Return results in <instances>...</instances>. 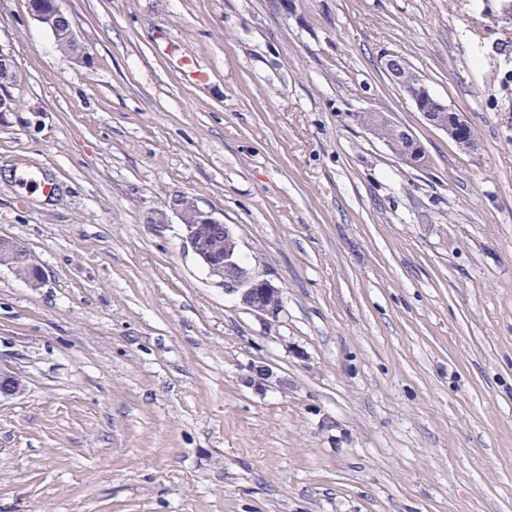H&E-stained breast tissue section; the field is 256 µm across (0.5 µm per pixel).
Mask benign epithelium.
<instances>
[{"label": "benign epithelium", "mask_w": 512, "mask_h": 512, "mask_svg": "<svg viewBox=\"0 0 512 512\" xmlns=\"http://www.w3.org/2000/svg\"><path fill=\"white\" fill-rule=\"evenodd\" d=\"M30 14L49 28L56 39L69 41L78 53L75 59L84 58V51L78 43L71 22L65 20L57 0H28ZM387 70L400 91L412 103L415 110L429 125L448 134L458 148L470 150L476 146V133L464 113L448 106L436 97L428 85L415 72L406 69L399 60L390 59ZM0 112L15 110V100L9 88L15 82L14 61L11 52L0 45ZM363 127L384 142L398 160L413 168L428 165L429 158L423 145L405 127L379 113L376 120ZM395 130L397 136H385L381 130ZM173 214L183 226V241L186 247L206 266L211 277L224 292L235 295L239 302L253 315L265 322H275L284 309L283 289L268 278L244 266L240 260L238 246L229 225L218 219L214 212L202 208L198 200L187 195L174 196L171 203ZM12 270L19 278L36 288L42 283V272L31 253L18 241L0 235V266ZM273 371L265 365H254L243 382L256 386L272 383ZM21 380L10 372L0 369V396H12L21 391Z\"/></svg>", "instance_id": "obj_1"}]
</instances>
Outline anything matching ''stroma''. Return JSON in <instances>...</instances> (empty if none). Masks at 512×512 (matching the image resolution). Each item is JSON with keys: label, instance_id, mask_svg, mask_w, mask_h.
Masks as SVG:
<instances>
[{"label": "stroma", "instance_id": "35a3bbf8", "mask_svg": "<svg viewBox=\"0 0 512 512\" xmlns=\"http://www.w3.org/2000/svg\"><path fill=\"white\" fill-rule=\"evenodd\" d=\"M58 5L83 61L0 0V233L44 273L0 267V367L23 385L0 399V512H512V0ZM29 163L53 195L18 187ZM177 194L283 288L276 322L184 246ZM254 364L278 384L244 385ZM2 67L3 81L0 83V112H13L15 100L9 93V88L15 82L14 61L11 52L0 46V68ZM387 70L400 91L429 125L448 134L458 148L470 150L476 146V133L463 112H458L436 97L415 72L406 69L399 60L389 59ZM372 112L376 111L360 112L358 114L359 121H371ZM376 119L377 121L361 123V125L370 134L384 142L402 163L417 169L425 168L428 165L429 158L425 148L408 129L394 122L384 113H378ZM383 129L396 130V138L389 137L394 134L391 131L388 132L389 136L385 137L381 133Z\"/></svg>", "mask_w": 512, "mask_h": 512}]
</instances>
